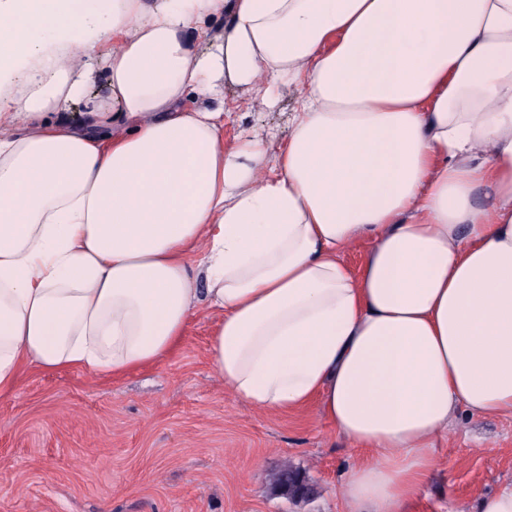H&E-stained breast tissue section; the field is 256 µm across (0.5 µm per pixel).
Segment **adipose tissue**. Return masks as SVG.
Returning a JSON list of instances; mask_svg holds the SVG:
<instances>
[{"label":"adipose tissue","mask_w":512,"mask_h":512,"mask_svg":"<svg viewBox=\"0 0 512 512\" xmlns=\"http://www.w3.org/2000/svg\"><path fill=\"white\" fill-rule=\"evenodd\" d=\"M60 44L104 55L111 108ZM228 82L300 89L278 151L186 107ZM10 115L0 392L26 364H158L206 308L226 390L317 406L358 451L350 512H409L460 413L512 415V0H112L103 26L0 0Z\"/></svg>","instance_id":"ef3b65f1"}]
</instances>
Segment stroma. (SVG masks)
<instances>
[{"label": "stroma", "instance_id": "obj_1", "mask_svg": "<svg viewBox=\"0 0 512 512\" xmlns=\"http://www.w3.org/2000/svg\"><path fill=\"white\" fill-rule=\"evenodd\" d=\"M283 88L274 109L225 85L211 108L224 139L285 143L299 100ZM203 310L162 362L115 377L83 368L25 367L0 393V512H349L338 493L356 458L315 409L269 414L215 375ZM439 462L410 512H474L476 497L512 483V417L461 415L437 439ZM299 469L308 499L273 489Z\"/></svg>", "mask_w": 512, "mask_h": 512}]
</instances>
